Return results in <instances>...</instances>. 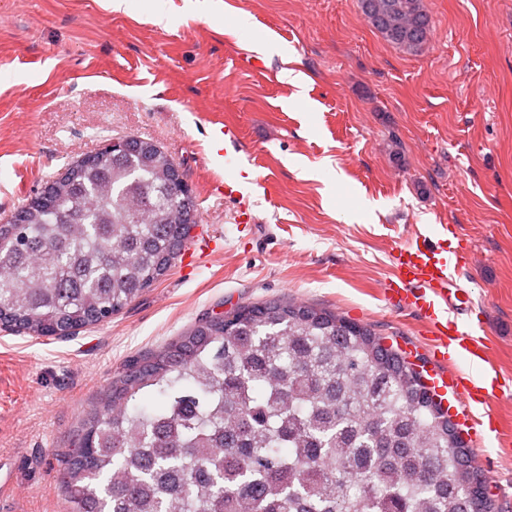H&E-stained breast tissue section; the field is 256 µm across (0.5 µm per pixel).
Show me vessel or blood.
Returning a JSON list of instances; mask_svg holds the SVG:
<instances>
[{"instance_id":"b4317fda","label":"vessel or blood","mask_w":512,"mask_h":512,"mask_svg":"<svg viewBox=\"0 0 512 512\" xmlns=\"http://www.w3.org/2000/svg\"><path fill=\"white\" fill-rule=\"evenodd\" d=\"M475 261L454 226L443 224L415 233L394 251L382 293L421 321L423 340L406 343L405 352L422 359V375L431 395L447 409L461 434L476 444L485 429L474 410L487 405L499 384L492 374L476 376L457 364L461 358L489 359L490 348L476 329L472 295L455 277Z\"/></svg>"}]
</instances>
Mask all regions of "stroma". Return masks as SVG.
<instances>
[{
  "label": "stroma",
  "instance_id": "obj_1",
  "mask_svg": "<svg viewBox=\"0 0 512 512\" xmlns=\"http://www.w3.org/2000/svg\"><path fill=\"white\" fill-rule=\"evenodd\" d=\"M425 6L429 40L409 52L360 0H0V224L17 194L135 136L193 190L191 239L219 246L180 253L78 335L0 329L7 512H66L62 457L83 417L128 359L202 317L283 299L389 347L418 338L380 288L394 249L433 224L457 225L479 257L462 281L505 387L487 411L512 434V0ZM471 453L494 512H512V447L492 437Z\"/></svg>",
  "mask_w": 512,
  "mask_h": 512
}]
</instances>
